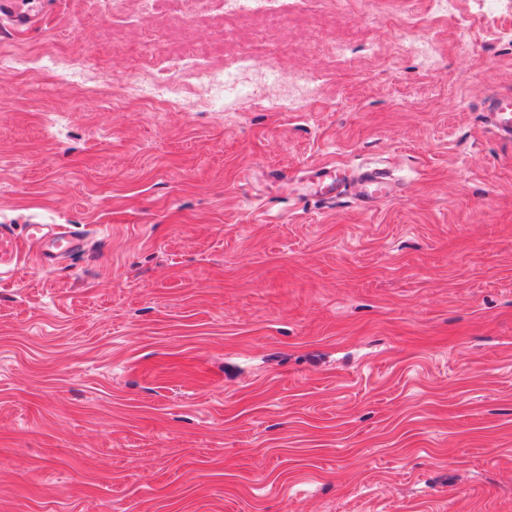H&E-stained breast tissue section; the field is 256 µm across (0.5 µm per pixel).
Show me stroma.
<instances>
[{
    "mask_svg": "<svg viewBox=\"0 0 512 512\" xmlns=\"http://www.w3.org/2000/svg\"><path fill=\"white\" fill-rule=\"evenodd\" d=\"M124 7L0 14V53L100 76L0 66V224L90 247L0 282V512H512V141L483 111L512 94V14L322 0L329 21L269 26L214 4L174 35ZM190 50L314 93L129 100L140 58ZM333 163L400 191L325 206ZM2 62L16 65V69L22 72L37 70L42 73H54L65 71L66 78L79 86H95L97 75L83 66L71 67V64L58 55L43 53L36 57L27 54L4 53L0 56ZM312 83L309 79H300L291 90L285 86L279 96L271 102L273 108L281 112L293 111L299 99L309 94Z\"/></svg>",
    "mask_w": 512,
    "mask_h": 512,
    "instance_id": "35a3bbf8",
    "label": "stroma"
}]
</instances>
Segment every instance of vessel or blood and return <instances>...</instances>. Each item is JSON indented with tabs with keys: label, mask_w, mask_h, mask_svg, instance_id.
Listing matches in <instances>:
<instances>
[{
	"label": "vessel or blood",
	"mask_w": 512,
	"mask_h": 512,
	"mask_svg": "<svg viewBox=\"0 0 512 512\" xmlns=\"http://www.w3.org/2000/svg\"><path fill=\"white\" fill-rule=\"evenodd\" d=\"M486 116L502 135L512 139L511 93L491 97L486 105ZM316 174L317 195L331 205L351 195L368 208L395 194L394 184L379 169L354 176L344 166L327 164L319 167ZM86 249L85 237L67 231L61 224H30L21 235L13 225L0 224V279L12 278L29 255H36L43 267L53 269Z\"/></svg>",
	"instance_id": "obj_1"
}]
</instances>
